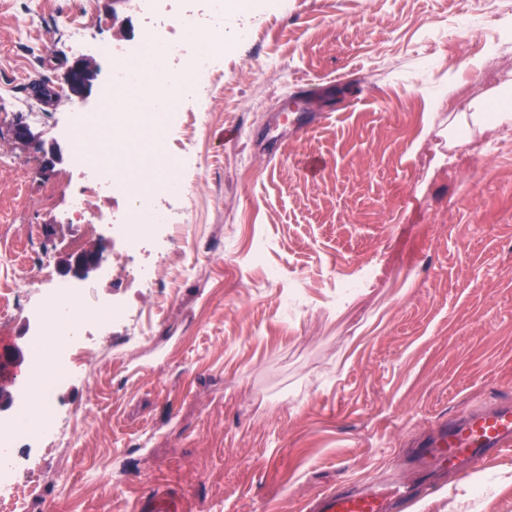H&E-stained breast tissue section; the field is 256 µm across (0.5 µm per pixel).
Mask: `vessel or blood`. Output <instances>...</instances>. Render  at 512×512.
<instances>
[{"label":"vessel or blood","instance_id":"b4317fda","mask_svg":"<svg viewBox=\"0 0 512 512\" xmlns=\"http://www.w3.org/2000/svg\"><path fill=\"white\" fill-rule=\"evenodd\" d=\"M512 448V401L476 406L461 416L442 418L437 434L413 451L415 477L393 493L354 480L316 492L303 512H407L422 491L438 477L465 475Z\"/></svg>","mask_w":512,"mask_h":512}]
</instances>
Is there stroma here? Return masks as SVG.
I'll list each match as a JSON object with an SVG mask.
<instances>
[{"mask_svg":"<svg viewBox=\"0 0 512 512\" xmlns=\"http://www.w3.org/2000/svg\"><path fill=\"white\" fill-rule=\"evenodd\" d=\"M471 0H272L250 37L224 53L201 166L195 221L176 278L146 241L95 294L132 303L142 333L89 326L87 372L59 384L54 408L74 419L55 450L18 441V481L39 476L31 512H142L152 497L178 512H300L349 477L410 478L399 454L436 422L512 393V124L453 171L427 163L448 148L434 104L448 76L461 98H491L480 63L512 81V0L483 39L444 36ZM101 44L131 43L140 22L111 0H0V296L29 264L27 229L53 252V287L69 240L111 243L105 223L62 224L85 182L64 127L41 129L64 160L15 142L16 96L60 89L72 59L58 16ZM332 80L315 121L294 134L283 101ZM319 169L308 174L309 161ZM163 282L137 302L132 265ZM280 280L268 277L269 269ZM297 305L283 314L280 298ZM488 490L448 475L410 512H512V451L481 467Z\"/></svg>","mask_w":512,"mask_h":512,"instance_id":"obj_1","label":"stroma"}]
</instances>
